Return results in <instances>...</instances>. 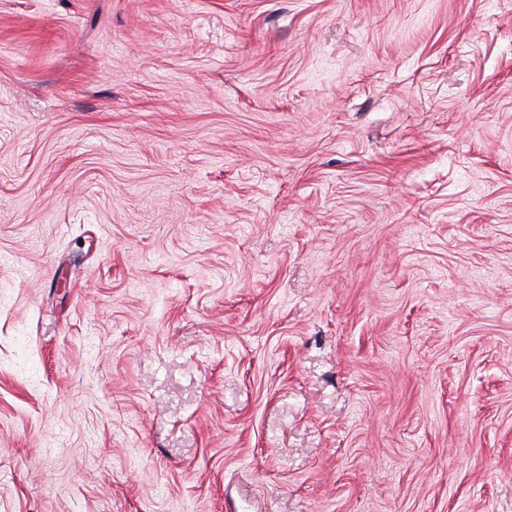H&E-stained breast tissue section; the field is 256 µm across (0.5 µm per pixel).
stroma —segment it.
Masks as SVG:
<instances>
[{
  "label": "stroma",
  "mask_w": 512,
  "mask_h": 512,
  "mask_svg": "<svg viewBox=\"0 0 512 512\" xmlns=\"http://www.w3.org/2000/svg\"><path fill=\"white\" fill-rule=\"evenodd\" d=\"M512 512V0H0V512Z\"/></svg>",
  "instance_id": "1"
}]
</instances>
